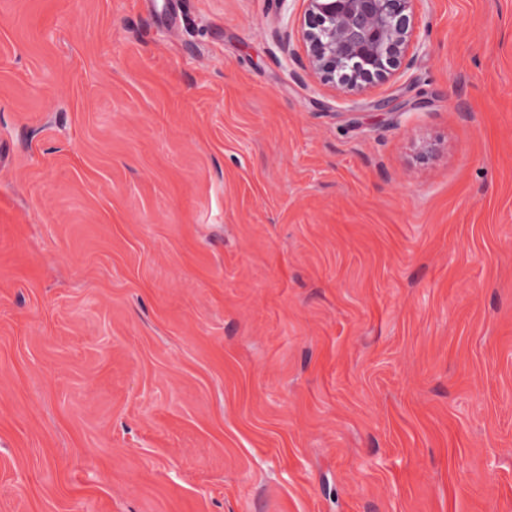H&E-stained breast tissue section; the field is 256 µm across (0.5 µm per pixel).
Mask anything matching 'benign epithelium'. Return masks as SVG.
I'll return each instance as SVG.
<instances>
[{"label": "benign epithelium", "instance_id": "obj_1", "mask_svg": "<svg viewBox=\"0 0 512 512\" xmlns=\"http://www.w3.org/2000/svg\"><path fill=\"white\" fill-rule=\"evenodd\" d=\"M299 24L310 71L325 84L362 92L405 63L417 0H303Z\"/></svg>", "mask_w": 512, "mask_h": 512}]
</instances>
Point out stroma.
<instances>
[{
    "label": "stroma",
    "instance_id": "stroma-1",
    "mask_svg": "<svg viewBox=\"0 0 512 512\" xmlns=\"http://www.w3.org/2000/svg\"><path fill=\"white\" fill-rule=\"evenodd\" d=\"M304 8L0 0V512H512V0ZM417 1L303 0L298 33L310 71L355 92L388 81L407 59Z\"/></svg>",
    "mask_w": 512,
    "mask_h": 512
}]
</instances>
